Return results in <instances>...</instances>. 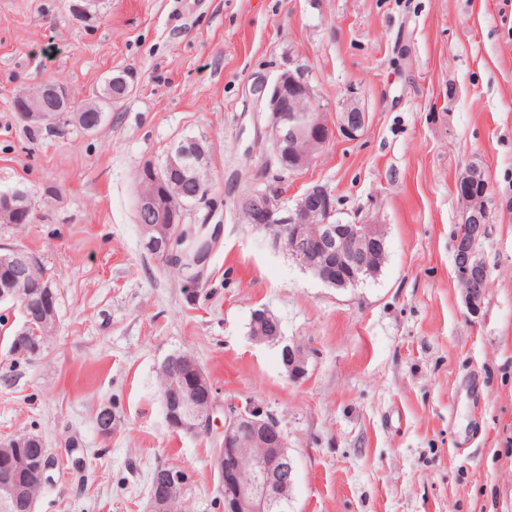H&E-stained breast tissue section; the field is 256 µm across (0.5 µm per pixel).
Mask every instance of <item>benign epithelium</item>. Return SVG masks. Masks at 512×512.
I'll return each instance as SVG.
<instances>
[{
    "label": "benign epithelium",
    "instance_id": "benign-epithelium-1",
    "mask_svg": "<svg viewBox=\"0 0 512 512\" xmlns=\"http://www.w3.org/2000/svg\"><path fill=\"white\" fill-rule=\"evenodd\" d=\"M136 74L125 69L112 74V86L123 93L134 83ZM256 102L264 105L267 131L272 156L280 159L282 152L290 156V173L306 168L315 153L338 133L354 141L364 131L368 113L356 101L347 102L333 120L326 118L317 103L315 91L300 71L281 73L272 84L256 81L251 88ZM65 101V88L46 82L41 85L31 106L19 113L25 123H41L49 119L48 100ZM201 157L196 142L190 141L167 156V170H177L196 176ZM487 187L485 169L473 165L459 176L455 193L462 206L463 231L455 238L453 263L457 280L463 285L462 295L472 314L481 310L489 280V270L477 256L475 245L485 236L490 224L486 195L475 192ZM29 192H0V214L11 210L31 209ZM242 220L275 235L277 246L284 249L302 269L314 274L323 283L345 289L372 273L374 265L387 249V241L380 224L373 222H342L333 220L335 201L330 191L315 185L309 188L294 207L282 206L279 194L268 189H253L236 200ZM172 200L159 197L152 187L138 189L137 215L146 212L155 217V223L140 225L142 242L152 253L165 259L177 258L168 237L169 213ZM0 263L11 269L5 283L0 285V302H9L20 308L25 326L22 335L34 330L40 343H45L46 329L56 325L57 316L50 312L33 323L26 306L31 294L40 291L53 296L50 284L34 281L31 272L40 261L22 249H11L0 255ZM254 340L260 343H282V330L277 319L265 311L253 313ZM282 365L289 379L298 381L307 373V351L296 344L281 347ZM210 381L197 363L189 364L188 371L173 381L164 395L163 407L169 426L182 432H195L210 427L214 408V393ZM42 439L28 435L11 438L0 445V471L11 474L36 468L41 482L50 480L55 460L43 452L37 457L26 456L19 449ZM255 465L251 471L243 469L242 461L254 450ZM215 466L224 490V512H282L288 508L286 490L294 485L296 467L288 450V442L277 418L264 409L247 404L233 405L224 413L222 441L215 454ZM185 476L173 471H159L151 494L152 512H170L171 503L182 487ZM37 497L27 493L26 487L8 477L0 480V509L10 512L18 505L24 512H35Z\"/></svg>",
    "mask_w": 512,
    "mask_h": 512
}]
</instances>
